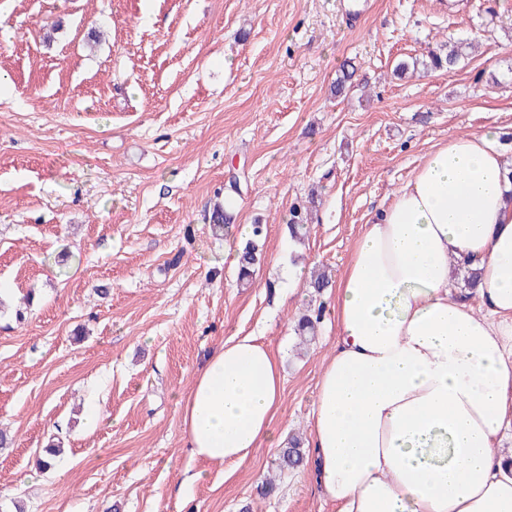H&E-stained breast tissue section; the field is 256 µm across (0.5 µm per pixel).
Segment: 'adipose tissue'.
<instances>
[{
  "label": "adipose tissue",
  "instance_id": "adipose-tissue-1",
  "mask_svg": "<svg viewBox=\"0 0 512 512\" xmlns=\"http://www.w3.org/2000/svg\"><path fill=\"white\" fill-rule=\"evenodd\" d=\"M488 127L423 158L336 283L338 336L308 431L335 512H512V163ZM469 259L479 307L450 277ZM281 365L254 336L208 354L180 403L185 444L236 466L274 447Z\"/></svg>",
  "mask_w": 512,
  "mask_h": 512
}]
</instances>
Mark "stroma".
I'll return each instance as SVG.
<instances>
[{"label":"stroma","mask_w":512,"mask_h":512,"mask_svg":"<svg viewBox=\"0 0 512 512\" xmlns=\"http://www.w3.org/2000/svg\"><path fill=\"white\" fill-rule=\"evenodd\" d=\"M341 2L0 0V512H331L312 446L285 473L275 448L229 475L192 459L180 396L207 352L254 335L283 371L275 432L306 436L336 298L289 290V267L340 277L449 136L499 128L512 162V0H367L353 23ZM450 40L470 46L455 69L393 76ZM347 60L357 86L337 97ZM314 187L294 241L289 211ZM257 222L243 286L224 253ZM51 443L62 455L37 469Z\"/></svg>","instance_id":"stroma-1"}]
</instances>
